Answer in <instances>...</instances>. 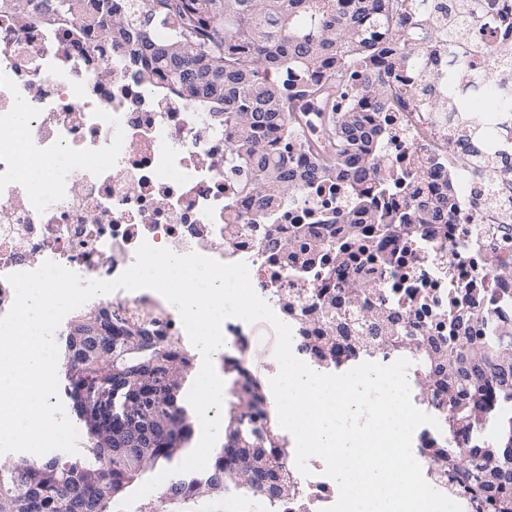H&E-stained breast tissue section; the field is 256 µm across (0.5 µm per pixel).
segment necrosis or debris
<instances>
[{
	"instance_id": "1",
	"label": "necrosis or debris",
	"mask_w": 512,
	"mask_h": 512,
	"mask_svg": "<svg viewBox=\"0 0 512 512\" xmlns=\"http://www.w3.org/2000/svg\"><path fill=\"white\" fill-rule=\"evenodd\" d=\"M431 2L428 19L415 0L405 4L407 55L393 72L400 99L376 122L377 154L394 183L388 202L412 223L410 232L385 234L372 224H346L354 192L344 182L308 184L274 208L242 196L236 176L218 165L225 149L219 117L142 80L126 49L107 44L80 54L77 43L94 34L85 24L23 25L0 8V316L14 301L8 275L51 261L85 280H112L146 242L247 264L255 292L291 327L293 355L320 373L342 374L360 363L300 347L317 336L322 310L344 296L334 271L340 249L352 255L344 280L364 287L367 304L393 309L434 340L474 312L511 331L512 124L501 121H512V96L485 113L483 150L465 158L458 149L463 126L440 107L448 93L427 81L450 71L460 85L477 74L486 89L511 85L512 0H483L481 17L466 21L453 55L437 37L448 27V0ZM26 162L39 180L24 174ZM414 183L422 187L415 202L408 192ZM447 193L449 214L415 223L414 203ZM89 304L190 343L176 307L154 290L119 289ZM262 328L238 318L222 324L229 354L249 379ZM411 401L438 421L412 438L425 480L463 512H478L455 479L440 478L432 465L441 441H463L472 426H450L440 408L416 395ZM307 465L309 475L298 478L301 499L281 503L278 512H323L337 501L325 460L313 456Z\"/></svg>"
}]
</instances>
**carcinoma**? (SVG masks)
<instances>
[{
	"mask_svg": "<svg viewBox=\"0 0 512 512\" xmlns=\"http://www.w3.org/2000/svg\"><path fill=\"white\" fill-rule=\"evenodd\" d=\"M27 24L59 25L84 21L99 32L82 50L97 53L104 42L131 49V61L148 83L163 82L181 95L224 113V169L242 176V190L267 203L292 198L303 184L343 181L356 191L348 224H377L384 230L405 223L368 198L362 186L374 173L371 124L392 97L391 71L405 58L398 28L405 19L403 0H0ZM360 65L361 96L344 112L333 111L341 88L336 75ZM310 98L324 109L316 113L322 140L304 137L301 107L285 109V100ZM448 111L466 112L471 138L480 142L485 127L476 119L475 99L459 98L448 76ZM301 137V154L289 158L288 141ZM359 284L348 288L344 304L325 309L321 347L349 358L394 350L411 361L419 395L447 394L453 421L469 420L477 430L505 407L512 409V335L482 321L481 332L434 342L408 329L384 307H366L362 324L345 332V309L362 304ZM63 359L80 369L66 377L65 390L89 386L113 389L121 371L140 369L158 379L190 374L195 353L163 341L149 328L126 324L118 315L94 310L82 314L59 337ZM227 414L237 412L245 441L265 457V465L247 482L230 472L243 449L224 445L211 452L207 468L170 476L156 507L188 506L224 492L262 501L268 512L298 496L288 462V444L274 414L260 425L254 417L264 404L258 385L235 386ZM87 436L81 456L47 454L0 464V512H116L134 487L160 469L174 468L192 452L193 413L178 398L174 407L157 406L158 427L152 448L112 447V426L94 428L72 403ZM436 468L455 476L487 512H512V444L501 428L496 438L474 439L462 447L450 443L433 453Z\"/></svg>",
	"mask_w": 512,
	"mask_h": 512,
	"instance_id": "cac0c4a2",
	"label": "carcinoma"
}]
</instances>
